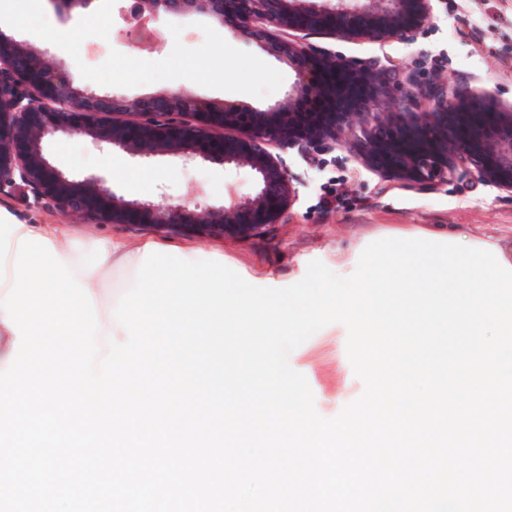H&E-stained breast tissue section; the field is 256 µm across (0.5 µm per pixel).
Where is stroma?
I'll use <instances>...</instances> for the list:
<instances>
[{
	"mask_svg": "<svg viewBox=\"0 0 512 512\" xmlns=\"http://www.w3.org/2000/svg\"><path fill=\"white\" fill-rule=\"evenodd\" d=\"M115 31L109 38L90 37L80 48L81 61L102 64L110 50L143 60L163 59V52L140 48L120 39L122 12L112 14ZM323 51L380 67L403 65L425 76L432 74L456 84L480 85L494 101L512 104V0H434L430 18L406 39L383 46L374 42L318 38ZM234 47L264 56L284 76L280 88L264 97L208 89L188 80H177L183 91L217 100L244 102L263 109L282 100L295 81L294 72L273 56L263 55L256 45L234 40ZM54 61L76 72L77 61L64 50L52 52ZM45 148L56 163L72 174L83 176L108 170L113 184L131 198L164 202L173 198L198 208L221 204L227 188L241 193L251 188V172L241 168L225 173L222 168L198 165L184 168L165 159L142 166L129 157L106 158L89 138H49ZM283 166L299 190V198L273 232L249 239L221 235L205 237L204 243L223 250L224 263L253 285L274 279L286 287L301 280L310 261L332 264L345 261V272H353L362 250L384 238H408L444 234L448 229L473 238L512 242V193L483 182L455 180L424 191L407 189L380 171L368 170L342 145L309 147L295 144L277 149ZM148 169L147 188L131 183V172ZM0 208L22 224H65L75 229L93 228L101 236L131 237L122 225H87L35 203L20 192L0 196ZM347 330L339 323L319 330L291 352L290 366L303 374L315 396L316 409L326 418L359 397L364 389L347 356Z\"/></svg>",
	"mask_w": 512,
	"mask_h": 512,
	"instance_id": "obj_1",
	"label": "stroma"
}]
</instances>
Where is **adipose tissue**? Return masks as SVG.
Instances as JSON below:
<instances>
[{"mask_svg": "<svg viewBox=\"0 0 512 512\" xmlns=\"http://www.w3.org/2000/svg\"><path fill=\"white\" fill-rule=\"evenodd\" d=\"M24 234L49 239L75 279L90 289L103 330L102 335L96 336V344H103L107 332L114 333L117 341H124V331L110 314L117 300L107 295L105 285L114 271H136L146 240H112L58 224H20L9 212L0 210V295L7 293L14 282L16 243Z\"/></svg>", "mask_w": 512, "mask_h": 512, "instance_id": "obj_1", "label": "adipose tissue"}]
</instances>
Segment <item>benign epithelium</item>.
I'll use <instances>...</instances> for the list:
<instances>
[{"label":"benign epithelium","mask_w":512,"mask_h":512,"mask_svg":"<svg viewBox=\"0 0 512 512\" xmlns=\"http://www.w3.org/2000/svg\"><path fill=\"white\" fill-rule=\"evenodd\" d=\"M133 0L130 12L152 19L200 15L258 45L295 72L282 101L263 110L181 89L134 102L97 95L49 59L0 31V195L22 190L37 203L94 224L161 233L214 228L247 239L271 232L298 199V189L269 146L339 143L404 186L422 190L473 179L512 193V105L487 111L489 91L412 71L357 64L309 42L401 40L432 12V0ZM360 75L372 83L359 111L336 112ZM136 118H120L126 110ZM82 135L107 155L151 163L247 167L251 192L203 211L185 203L129 199L106 173H65L43 149L49 136Z\"/></svg>","instance_id":"benign-epithelium-1"}]
</instances>
